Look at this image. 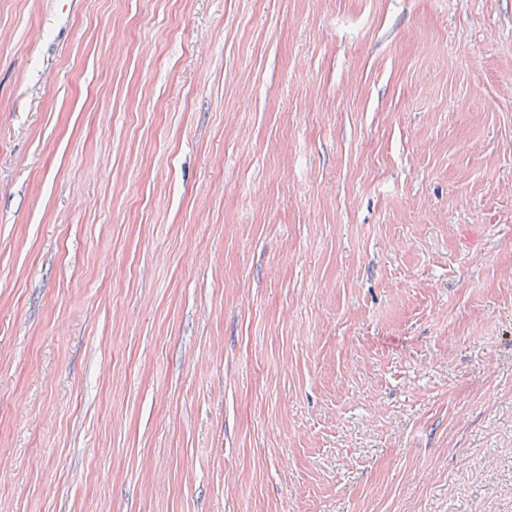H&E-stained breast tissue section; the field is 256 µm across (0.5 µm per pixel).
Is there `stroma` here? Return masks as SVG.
Segmentation results:
<instances>
[{"instance_id": "obj_1", "label": "stroma", "mask_w": 512, "mask_h": 512, "mask_svg": "<svg viewBox=\"0 0 512 512\" xmlns=\"http://www.w3.org/2000/svg\"><path fill=\"white\" fill-rule=\"evenodd\" d=\"M0 512H512V0H0Z\"/></svg>"}]
</instances>
